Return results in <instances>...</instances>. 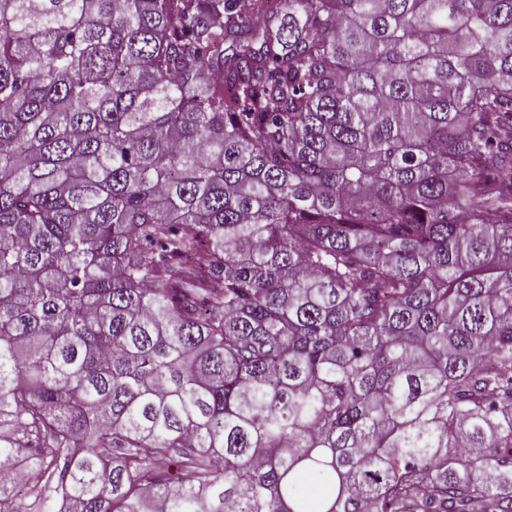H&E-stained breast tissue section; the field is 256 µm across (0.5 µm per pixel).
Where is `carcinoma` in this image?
Returning a JSON list of instances; mask_svg holds the SVG:
<instances>
[{
    "label": "carcinoma",
    "mask_w": 512,
    "mask_h": 512,
    "mask_svg": "<svg viewBox=\"0 0 512 512\" xmlns=\"http://www.w3.org/2000/svg\"><path fill=\"white\" fill-rule=\"evenodd\" d=\"M0 512H512V0H0Z\"/></svg>",
    "instance_id": "carcinoma-1"
}]
</instances>
